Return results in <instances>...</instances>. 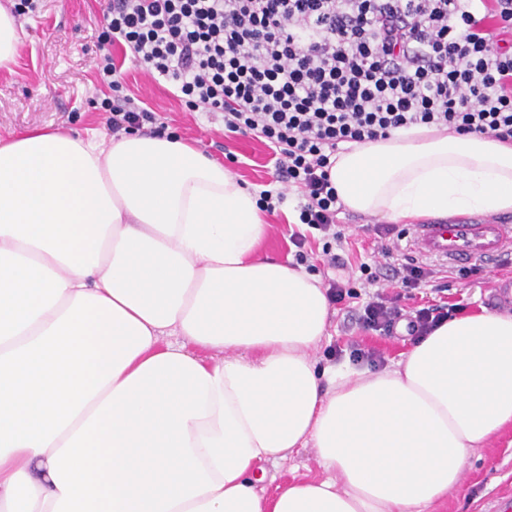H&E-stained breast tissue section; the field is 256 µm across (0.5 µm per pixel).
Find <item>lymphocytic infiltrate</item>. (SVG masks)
Returning a JSON list of instances; mask_svg holds the SVG:
<instances>
[{"label":"lymphocytic infiltrate","mask_w":512,"mask_h":512,"mask_svg":"<svg viewBox=\"0 0 512 512\" xmlns=\"http://www.w3.org/2000/svg\"><path fill=\"white\" fill-rule=\"evenodd\" d=\"M101 41L118 43L189 110L224 115V129L263 138L283 183L305 199L299 220L341 241L330 180L339 144L437 125L512 143V0H102ZM112 91L113 131L154 122L125 92L112 55L98 64ZM416 258L368 272L385 294L360 316L421 337L447 319L434 305L404 319L394 288L443 279Z\"/></svg>","instance_id":"1"}]
</instances>
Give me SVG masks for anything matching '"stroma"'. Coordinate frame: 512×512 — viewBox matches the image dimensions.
I'll use <instances>...</instances> for the list:
<instances>
[{
	"label": "stroma",
	"instance_id": "35a3bbf8",
	"mask_svg": "<svg viewBox=\"0 0 512 512\" xmlns=\"http://www.w3.org/2000/svg\"><path fill=\"white\" fill-rule=\"evenodd\" d=\"M99 20V0H36L33 12L19 16L21 55L12 71L0 70V137L47 125H61L81 134L90 129L108 132L107 115L99 110L98 103L110 90L99 81L97 61L109 52L124 59L129 94L142 99L159 123L216 160L235 156L230 169L248 188L259 191L277 187L270 150L261 138L225 131L221 113L188 110L176 97L171 82L152 78L133 59L124 58L120 46L99 42ZM301 202L300 192L290 190L285 202L267 215L271 229L262 245L263 253L282 260L294 257L291 235L302 233L307 237L311 273L324 282L344 276L361 287L358 298L332 304L328 334L312 350V358L324 366L351 360L353 351L364 349L380 354L385 367H394L413 345V337L402 327L395 335L385 336L359 322L363 305L373 295L372 289L361 285L360 266L382 260L373 251L379 219L345 208L337 213L338 228L352 247L342 253L345 268L331 269L325 263L323 235L299 221ZM511 277L512 266L497 265L483 267L465 278L453 274L447 291L436 293L424 288L402 305L411 314L443 304L456 306L461 315L483 308L503 312L507 306L496 299L495 288L500 280ZM264 468L262 487L269 494L277 486L323 473L310 447L296 449L286 459L266 462ZM431 512H512V426L468 453L459 484L433 505Z\"/></svg>",
	"mask_w": 512,
	"mask_h": 512
}]
</instances>
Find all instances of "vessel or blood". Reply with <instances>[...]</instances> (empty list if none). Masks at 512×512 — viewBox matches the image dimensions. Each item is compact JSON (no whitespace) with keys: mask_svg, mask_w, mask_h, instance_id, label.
Instances as JSON below:
<instances>
[{"mask_svg":"<svg viewBox=\"0 0 512 512\" xmlns=\"http://www.w3.org/2000/svg\"><path fill=\"white\" fill-rule=\"evenodd\" d=\"M412 242L423 257L453 266L491 264L512 252V225L475 214L418 224Z\"/></svg>","mask_w":512,"mask_h":512,"instance_id":"1","label":"vessel or blood"}]
</instances>
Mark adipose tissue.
Listing matches in <instances>:
<instances>
[{
	"label": "adipose tissue",
	"instance_id": "ef3b65f1",
	"mask_svg": "<svg viewBox=\"0 0 512 512\" xmlns=\"http://www.w3.org/2000/svg\"><path fill=\"white\" fill-rule=\"evenodd\" d=\"M330 180L391 223L512 212V143L400 128L347 144ZM269 229L256 194L173 133L0 138V512H427L447 496L512 425V314L445 320L391 369L318 366L326 290L262 255ZM307 446L324 476L258 489L265 461Z\"/></svg>",
	"mask_w": 512,
	"mask_h": 512
}]
</instances>
